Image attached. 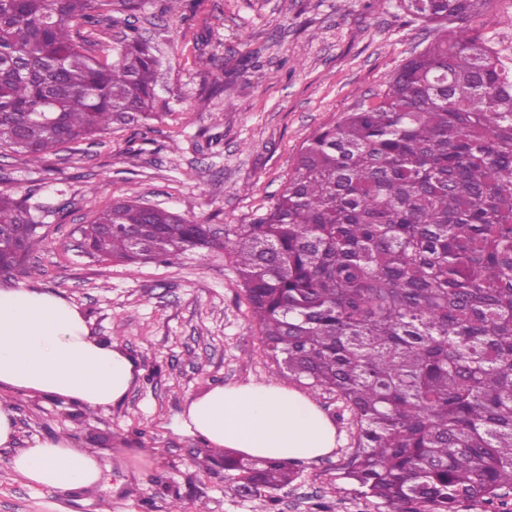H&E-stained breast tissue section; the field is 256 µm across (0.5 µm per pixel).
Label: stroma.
<instances>
[{"mask_svg": "<svg viewBox=\"0 0 512 512\" xmlns=\"http://www.w3.org/2000/svg\"><path fill=\"white\" fill-rule=\"evenodd\" d=\"M166 4L143 0L136 18L159 50L158 117L74 145L51 171L0 153V192L27 199L43 238L25 271L0 276V286L63 297L91 335L118 342L140 369L120 403L97 409L12 397L17 434L0 447V512H265L262 500L226 494L220 461L197 466L202 443L175 429L187 400L217 385L306 388L265 353L229 257L203 249L176 265L101 260L85 254L77 228L131 199L214 228L249 223L283 191L306 140L383 89L434 38L397 0ZM468 25L512 49V0H483ZM246 58L253 64L233 87L197 110L206 83ZM312 398L336 425V449L300 463L278 493L279 512H379L338 477L353 450L350 418L335 395ZM59 436L96 458L99 484L37 491L13 470L16 451Z\"/></svg>", "mask_w": 512, "mask_h": 512, "instance_id": "35a3bbf8", "label": "stroma"}]
</instances>
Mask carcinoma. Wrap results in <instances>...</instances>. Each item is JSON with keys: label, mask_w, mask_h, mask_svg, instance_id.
<instances>
[{"label": "carcinoma", "mask_w": 512, "mask_h": 512, "mask_svg": "<svg viewBox=\"0 0 512 512\" xmlns=\"http://www.w3.org/2000/svg\"><path fill=\"white\" fill-rule=\"evenodd\" d=\"M483 0H398L433 41L318 129L276 203L210 226L138 200L79 232L84 252L175 264L218 247L266 352L355 426L340 478L385 512L509 505L512 490V56L467 27ZM140 0H0V150L32 164L156 114L160 59L126 24L112 59L84 35ZM0 193V275L41 242ZM297 461L224 452V489L263 500Z\"/></svg>", "instance_id": "cac0c4a2"}]
</instances>
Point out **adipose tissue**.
Segmentation results:
<instances>
[{"mask_svg": "<svg viewBox=\"0 0 512 512\" xmlns=\"http://www.w3.org/2000/svg\"><path fill=\"white\" fill-rule=\"evenodd\" d=\"M140 370L118 344L91 336L67 300L32 288L0 286V388L38 392L89 408L120 401ZM179 432L209 448L268 460L310 461L336 446V428L302 392L268 382L215 386L189 399ZM35 488L67 491L97 484L95 459L63 437L36 442L12 459Z\"/></svg>", "mask_w": 512, "mask_h": 512, "instance_id": "1", "label": "adipose tissue"}]
</instances>
